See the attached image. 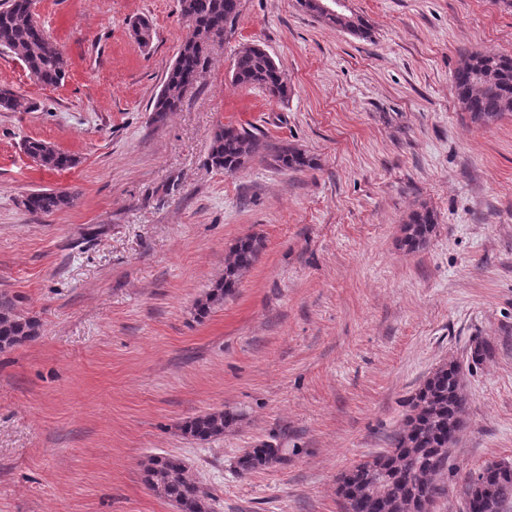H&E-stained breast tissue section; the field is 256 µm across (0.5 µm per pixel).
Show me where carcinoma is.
Returning <instances> with one entry per match:
<instances>
[{
    "label": "carcinoma",
    "instance_id": "1",
    "mask_svg": "<svg viewBox=\"0 0 512 512\" xmlns=\"http://www.w3.org/2000/svg\"><path fill=\"white\" fill-rule=\"evenodd\" d=\"M306 11L337 29L365 35L368 24L354 12L336 15L319 10L316 0H299ZM181 17L193 30L167 71L163 86L153 100L155 120L162 121L180 108L185 87L197 82L207 58L199 43L232 29L240 12V0H180ZM36 0H8L0 8V49L13 54L30 75L45 85L60 83L67 61L58 45L46 35L37 20ZM232 79L244 88H261L270 98L288 100L289 89L272 56L256 44L243 45L236 54ZM454 89L472 120L489 123L512 112V56L495 53L468 55L454 75ZM24 153L37 166L49 171L75 167V156L44 140L27 139ZM266 150L255 134L235 125L218 126L211 137L208 162L227 174L246 167L256 154ZM276 165L302 171L313 159L293 146H283L274 155ZM77 195L69 191L39 190L24 196L32 213L50 214L74 205ZM436 228L433 211L422 206L404 222L403 246L414 252L424 247ZM264 244L256 236L237 241L225 259L224 279L216 283L197 304L206 315L212 306L236 292L242 275L258 261ZM37 320L16 312V299L0 293V352L19 346L38 335ZM492 355V346L478 341L470 351L473 365ZM467 396L461 365L451 359L438 366L408 402L409 413L392 438L390 447L370 461L344 471L338 479L341 512H432L445 492L448 473L459 477L457 493L464 512H512V462L490 460L476 470L460 472L450 463V449L467 427ZM237 416L226 411L199 415L185 423L183 432L199 441L224 434ZM285 449L271 443L248 448L238 458L237 468L247 474L280 464ZM143 481L157 495L183 506V512H214L199 483L185 462L158 454L142 463Z\"/></svg>",
    "mask_w": 512,
    "mask_h": 512
}]
</instances>
